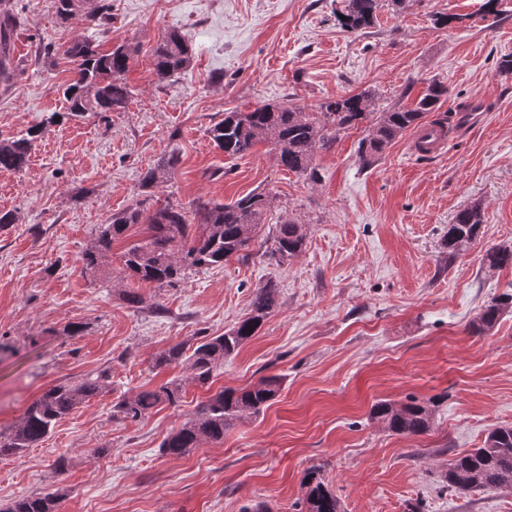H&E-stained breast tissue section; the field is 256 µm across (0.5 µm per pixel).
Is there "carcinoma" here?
<instances>
[{"label":"carcinoma","mask_w":512,"mask_h":512,"mask_svg":"<svg viewBox=\"0 0 512 512\" xmlns=\"http://www.w3.org/2000/svg\"><path fill=\"white\" fill-rule=\"evenodd\" d=\"M72 0H54L56 14L63 21L76 16L91 27L99 28L106 21L107 7L97 3L71 7ZM380 0H344L339 20L349 32L370 28ZM11 31L9 21H0V75L10 64ZM138 48L121 44L102 50L95 41L81 38L62 50V55L76 62V77L63 88L66 111L53 112L45 121L29 127L24 133L0 139V170L23 171L30 160L34 144L49 124L56 120L79 118L88 113L118 112L130 100L131 90L123 81ZM192 52L188 40L171 31L152 53L156 75L167 80L185 72L191 65ZM448 98V86L431 82L409 109L391 108L375 111V95L371 91L339 96L323 103L318 112H303L297 107L264 104L250 112L230 111L208 129V135L219 150L229 158L251 152L258 143L274 145L278 164L298 173H310L315 151L336 141L341 131L370 120L369 134L360 145L359 159L367 163L382 153L395 139L410 128L420 125L429 112L438 110ZM169 156L148 168L142 185L160 182L174 166ZM268 207L263 193H250L233 203L208 202L193 212L192 218L170 204L153 213L139 208L127 209L112 217L96 242L82 255L83 268L90 274L99 272L116 240L128 237L135 225L146 226L144 236L127 244L122 255V270L127 276L144 283H173L189 268L224 264L249 248L259 233ZM484 224L482 206L474 204L455 215L444 236V247L452 258L466 251L477 240ZM302 226L288 219L276 225L271 255L280 259L298 256L305 245ZM484 262L490 269L512 266V247L488 250ZM278 288L272 282L257 289L250 303V312L233 328L220 336L204 337L188 355L192 381L204 387L214 372L224 365L252 336L274 311ZM512 312V294L503 293L481 306L471 329L487 334L502 316ZM185 356L184 347L174 345L163 351L156 365L176 363ZM105 371L86 376L76 384L58 383L45 390L27 407L19 423L0 430V456L19 455L44 439L58 420L79 404L109 387ZM278 376L263 378L247 389H222L200 403L196 411L170 432L160 444L161 452L172 457L184 456L203 439L215 442L224 439L231 424L246 417L258 416L281 389ZM183 398L182 385L167 382L154 390L143 391L135 398H124L114 405L116 412L138 419L157 405L175 406ZM433 412L429 404L410 399L404 403L381 400L372 405L369 419L397 435H421L428 432ZM448 487L460 494L474 490H497L512 487V426L491 430L479 448L448 459ZM307 491L298 512H340V501L325 484L319 470L307 472ZM61 495L38 494L13 502L0 512H60Z\"/></svg>","instance_id":"obj_1"}]
</instances>
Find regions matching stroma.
<instances>
[{"label": "stroma", "instance_id": "35a3bbf8", "mask_svg": "<svg viewBox=\"0 0 512 512\" xmlns=\"http://www.w3.org/2000/svg\"><path fill=\"white\" fill-rule=\"evenodd\" d=\"M91 30L61 21L54 0H0L17 21L10 76L0 79V138L61 110L75 75L63 56L94 37L102 49L138 45L124 75L125 109L49 127L21 172L0 170V429L61 382L108 371L110 386L59 420L22 456L0 457V506L60 493L62 512H244L261 502L294 512L304 476L319 469L341 512H512V488L460 495L445 480L452 455L481 447L512 425V313L487 335L471 333L481 305L512 292V267L488 269L486 251L512 246V0H406L383 5L365 33L343 30L341 0H105ZM451 15L440 26L435 13ZM185 35L193 61L159 79L153 48ZM449 89L441 115L483 101L485 122L458 129L438 156L413 155L400 136L370 164L359 159L369 125L341 132L313 157L316 179L279 166L266 145L239 159L208 129L225 112L288 102L316 112L364 90L376 107H413L431 81ZM175 156L163 181L142 187L158 159ZM254 191L272 199L254 244L218 267L191 268L170 285L123 278V242L97 275L81 256L102 224L131 207L228 203ZM484 210L478 240L449 257L442 242L456 213ZM303 224L306 244L282 262L268 255L275 224ZM276 284L279 304L217 369L210 389L188 361L158 368L173 345L193 351L249 311L257 288ZM138 293L143 304L130 302ZM79 323L72 336L65 327ZM278 375L263 413L236 422L221 442L182 457L159 445L210 391ZM170 380L179 406L137 421L114 405ZM416 398L433 409L422 435L393 434L369 419L380 400Z\"/></svg>", "mask_w": 512, "mask_h": 512}]
</instances>
